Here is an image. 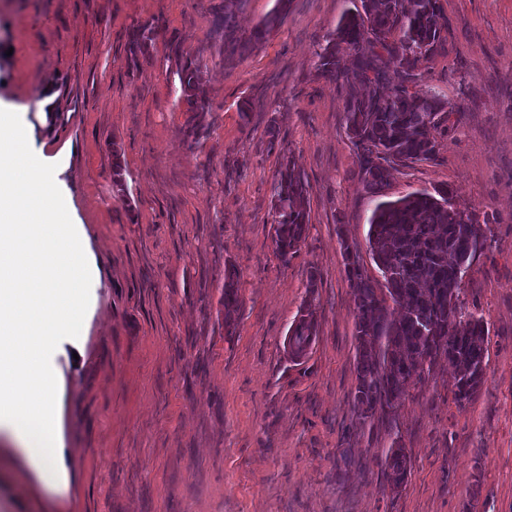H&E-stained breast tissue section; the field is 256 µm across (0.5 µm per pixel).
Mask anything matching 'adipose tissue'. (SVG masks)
I'll list each match as a JSON object with an SVG mask.
<instances>
[{"instance_id":"adipose-tissue-1","label":"adipose tissue","mask_w":512,"mask_h":512,"mask_svg":"<svg viewBox=\"0 0 512 512\" xmlns=\"http://www.w3.org/2000/svg\"><path fill=\"white\" fill-rule=\"evenodd\" d=\"M14 126L0 145V432L46 486L67 474L68 453L53 424L56 384L47 355L81 347L73 329L89 306L91 266L82 225L60 221L67 198L41 152Z\"/></svg>"}]
</instances>
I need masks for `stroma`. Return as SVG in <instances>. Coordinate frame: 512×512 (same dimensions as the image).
Instances as JSON below:
<instances>
[{
  "label": "stroma",
  "mask_w": 512,
  "mask_h": 512,
  "mask_svg": "<svg viewBox=\"0 0 512 512\" xmlns=\"http://www.w3.org/2000/svg\"><path fill=\"white\" fill-rule=\"evenodd\" d=\"M217 0H0V110L48 156L88 235L93 313L81 365L55 357L58 427L72 454L49 489L0 439V512H512V0H440L444 50L418 91L460 108L437 162L392 171L389 198L445 184L491 218L461 299L489 328L485 381L458 405L446 361L410 387L395 421L356 420L355 319L341 240L381 282L367 233L346 94L317 55L358 0H289L252 52L226 59ZM156 40L128 65L133 26ZM207 65L199 144L167 45ZM254 104L241 112L244 100ZM307 179L309 230L281 262L271 186L282 158ZM240 307L224 330L225 267ZM315 290L317 336L291 360L288 330ZM400 438L411 469L384 472ZM410 468V456L396 437L392 440L385 458L386 477L393 491L397 492L403 487Z\"/></svg>",
  "instance_id": "stroma-1"
}]
</instances>
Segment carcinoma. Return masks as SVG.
<instances>
[{"instance_id": "obj_1", "label": "carcinoma", "mask_w": 512, "mask_h": 512, "mask_svg": "<svg viewBox=\"0 0 512 512\" xmlns=\"http://www.w3.org/2000/svg\"><path fill=\"white\" fill-rule=\"evenodd\" d=\"M243 0H223L212 7V31L230 54H244L288 12L289 0H276L272 12L253 32L238 34L233 8ZM448 26L439 0H361L346 13L319 54L317 75L346 88V129L359 160V176L373 194L385 196L391 171L438 156L436 134L459 123V111L436 90H415L420 65L443 48ZM155 26L137 25L129 34V65L153 47ZM346 45L353 63L341 65L337 48ZM176 61L181 100L189 135L199 140L202 114L208 111L199 88L207 65L177 41L169 44ZM309 184L292 160L283 161L273 183L272 242L283 263L297 253L308 224ZM489 220L478 221L460 210L452 192L438 187L380 202L369 227L372 259L385 288L375 286L359 262L356 245L341 239L345 272L355 312V414L359 422L395 415L407 387L445 358L454 370L458 405L477 394L487 366L489 329L482 317L460 301L462 281L487 245ZM315 297L306 301V315L291 329L290 343L300 350L317 334ZM238 309L234 267L224 270V327ZM411 459L400 440H392L385 458L387 480L399 491Z\"/></svg>"}]
</instances>
